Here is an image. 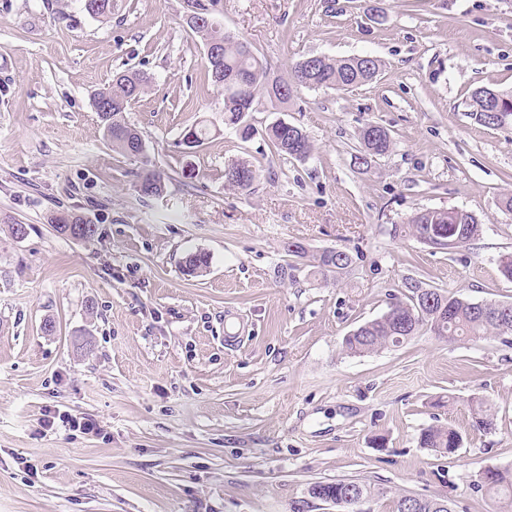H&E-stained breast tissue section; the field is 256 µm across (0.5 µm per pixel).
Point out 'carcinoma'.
Listing matches in <instances>:
<instances>
[{"label": "carcinoma", "mask_w": 512, "mask_h": 512, "mask_svg": "<svg viewBox=\"0 0 512 512\" xmlns=\"http://www.w3.org/2000/svg\"><path fill=\"white\" fill-rule=\"evenodd\" d=\"M83 11L93 18L105 20L112 16V8L105 7L106 0H81ZM195 12L201 23L188 27L198 38L202 48L210 43L219 44L220 60L212 61L203 56L208 79L224 94V125L235 130L243 141L250 139L253 129L246 123V113L252 111L260 98L270 102L272 109L279 110L288 103L300 88L348 89L374 82L382 72L381 61L368 55L329 57L310 55L299 60L287 75L270 78L267 67L254 55L246 41L224 31L218 20L223 12V0H193ZM152 79L139 71H127L116 76L112 84L98 90L93 96L96 114L103 126L112 149L117 153L136 158L143 154L144 143L138 131L125 119L130 104L142 98L150 89ZM487 88L475 89L470 97V116L484 127H502L512 122V92L500 93L501 112L504 120L497 123L489 112ZM209 130L203 126H191L184 130L180 145L192 149L200 145ZM266 136L275 152L280 156L304 159L309 157L314 146L301 128L285 121H276L266 128ZM393 146L389 131L376 123L365 124L359 133V146L354 154V163L369 166L370 160L387 155ZM243 173L244 181L224 180V187L240 193L250 191L257 177L256 167L249 161H233ZM144 196L161 197L166 191L163 173L144 167L139 173ZM57 230L70 235V229L86 224L82 217L60 211L51 218ZM413 236L436 235V228L448 231L451 247H460L475 240L482 232V225L470 212L458 208L424 209L407 218ZM318 267L340 273L351 262L349 253L333 249L324 250L314 256ZM408 294L397 301L382 316L358 326L343 338V348L352 355H365L397 346L396 337L409 340L422 330L446 339H485L489 336L509 342L512 336V302L508 312L500 311L502 303L474 302L470 299L450 295L439 288L422 289L421 281L409 279L404 283ZM458 431L452 427H428L420 434V444L440 454L452 453ZM485 487L509 494L512 500V472L498 470ZM309 498L322 502H336L337 512H362L360 506L387 495V490L353 479H338L333 482H314L307 489ZM453 512L448 502L441 499L420 497L406 505L403 495L393 496L392 512Z\"/></svg>", "instance_id": "obj_1"}]
</instances>
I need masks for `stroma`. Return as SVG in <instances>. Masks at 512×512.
Segmentation results:
<instances>
[{"label": "stroma", "mask_w": 512, "mask_h": 512, "mask_svg": "<svg viewBox=\"0 0 512 512\" xmlns=\"http://www.w3.org/2000/svg\"><path fill=\"white\" fill-rule=\"evenodd\" d=\"M223 5L271 76L310 54L370 55L382 74L300 89L281 113L257 106L244 141L224 127L182 0H115L104 21L80 0H0V512H336L307 489L342 478L389 489L374 512L397 493L512 512L477 489L485 467L512 470V345L423 331L362 356L342 347L408 277L512 302V126L469 114L475 87L512 90V0ZM127 69L153 79L126 114L140 160L113 151L91 104ZM280 119L311 157L275 153L265 128ZM371 121L394 148L362 170L351 156ZM195 125L210 133L185 149ZM241 158L258 169L244 194L224 187ZM146 161L170 177L163 197L137 191ZM453 207L478 239L436 249L410 233L416 211ZM60 210L97 224L95 239L57 233ZM330 248L353 257L341 273L314 266ZM194 253L208 264L190 276ZM233 316L246 330L228 343ZM475 397L493 430L475 426ZM58 413L98 428H46ZM448 425L459 450L421 447L423 428Z\"/></svg>", "instance_id": "35a3bbf8"}]
</instances>
